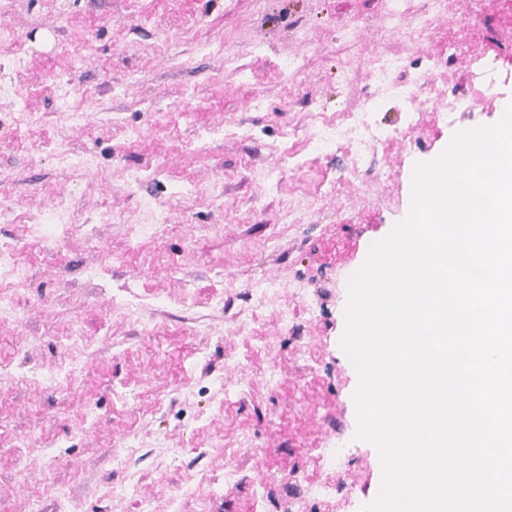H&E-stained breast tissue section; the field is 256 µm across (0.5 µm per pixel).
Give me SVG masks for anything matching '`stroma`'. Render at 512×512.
<instances>
[{
  "mask_svg": "<svg viewBox=\"0 0 512 512\" xmlns=\"http://www.w3.org/2000/svg\"><path fill=\"white\" fill-rule=\"evenodd\" d=\"M506 100L512 0H0V512H361L348 279ZM317 140L321 142L335 141L337 138H345L348 147L357 155H362L367 150L377 136L372 133L367 124L357 114L348 113L346 122L333 123L324 121L318 127L316 133Z\"/></svg>",
  "mask_w": 512,
  "mask_h": 512,
  "instance_id": "35a3bbf8",
  "label": "stroma"
}]
</instances>
